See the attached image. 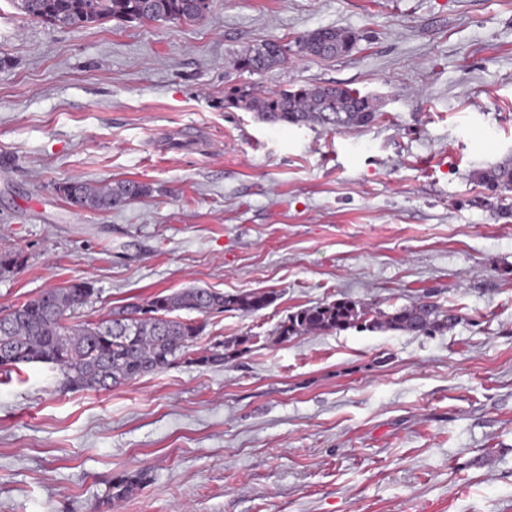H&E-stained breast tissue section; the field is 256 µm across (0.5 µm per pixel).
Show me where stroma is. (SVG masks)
I'll use <instances>...</instances> for the list:
<instances>
[{"instance_id": "obj_1", "label": "stroma", "mask_w": 512, "mask_h": 512, "mask_svg": "<svg viewBox=\"0 0 512 512\" xmlns=\"http://www.w3.org/2000/svg\"><path fill=\"white\" fill-rule=\"evenodd\" d=\"M354 31L343 57L295 42ZM290 44L259 73L237 59ZM380 101L364 128L269 126L224 105L300 84ZM512 156V0H211L185 23L61 28L0 0V311L90 281L75 320L200 286L274 293L206 318L232 361L109 390L0 373V512H512V192L473 171ZM149 195L72 210V181ZM424 300L431 335L350 328L275 344L297 310ZM145 474L142 472L123 473L112 477L109 485V495L102 503L107 511L112 509V501H120L137 493L145 484Z\"/></svg>"}]
</instances>
